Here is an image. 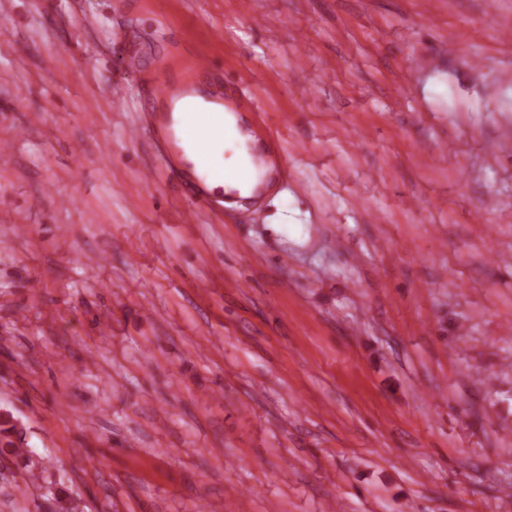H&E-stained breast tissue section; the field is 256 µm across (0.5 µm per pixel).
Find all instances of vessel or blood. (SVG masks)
Here are the masks:
<instances>
[{"instance_id": "1", "label": "vessel or blood", "mask_w": 512, "mask_h": 512, "mask_svg": "<svg viewBox=\"0 0 512 512\" xmlns=\"http://www.w3.org/2000/svg\"><path fill=\"white\" fill-rule=\"evenodd\" d=\"M212 69L213 63L206 55L194 56L193 76H210ZM147 78L151 94L162 101L165 108L145 111L143 118L128 128L127 137L135 142L147 134L162 132L169 153L166 167L179 187L178 199L186 221H195L212 205L206 180L227 178L224 196L235 199L247 188L254 194H261L280 177L282 170L272 158L264 160L262 175H253L245 168L233 177H226L224 114L236 111L238 101L225 93L224 83L214 82L205 102L201 103L197 100V88L192 78L178 80L167 74Z\"/></svg>"}]
</instances>
